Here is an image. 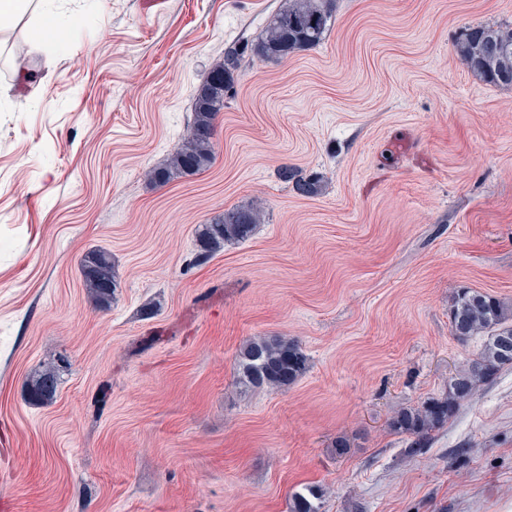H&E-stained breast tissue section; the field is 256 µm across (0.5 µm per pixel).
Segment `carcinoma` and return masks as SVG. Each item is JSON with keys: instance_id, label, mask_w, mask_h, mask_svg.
I'll use <instances>...</instances> for the list:
<instances>
[{"instance_id": "1", "label": "carcinoma", "mask_w": 512, "mask_h": 512, "mask_svg": "<svg viewBox=\"0 0 512 512\" xmlns=\"http://www.w3.org/2000/svg\"><path fill=\"white\" fill-rule=\"evenodd\" d=\"M334 0H285L268 21L261 36L252 42L235 41L224 48L223 62L212 68L194 93L193 119L168 164L147 172L159 184L199 174L214 162V123L224 103L232 98L245 59L282 61L298 52L318 47L326 37ZM455 54L474 77L492 86H512V25H477L465 30L455 44ZM279 178L292 183L304 196L321 192V179L304 177L284 167ZM262 221L261 210L250 203L224 211L196 230L199 258L205 260L227 243L248 239ZM88 297L99 306L109 305L118 288L112 255L95 249L81 260ZM451 332L460 340L486 337L479 352L448 379V392L439 399L399 411L390 421L392 431L414 438L421 446L432 431L443 427L481 384L512 368V307L501 299L472 288L455 293L449 308ZM308 367V359L295 341L273 336L247 342L238 354V384L249 388H283L293 384ZM60 364L52 363L35 373L29 396L35 403L52 400L57 391ZM323 490L308 486L294 492L289 512H322Z\"/></svg>"}]
</instances>
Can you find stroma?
<instances>
[{"label":"stroma","instance_id":"1","mask_svg":"<svg viewBox=\"0 0 512 512\" xmlns=\"http://www.w3.org/2000/svg\"><path fill=\"white\" fill-rule=\"evenodd\" d=\"M285 0H64L60 40L0 59V502L10 512H507L512 368L424 447L391 432L484 343L462 288L512 304V87L472 76L466 27L512 0H335L314 49L246 61L203 173L149 183L193 94ZM322 178L298 195L277 170ZM252 202L247 240L196 257V229ZM110 252L96 307L80 260ZM284 336L285 389L243 390L238 353ZM65 355L52 402L32 376ZM347 449L337 454V440ZM323 496V490L318 486L295 491L289 499V512H321Z\"/></svg>","mask_w":512,"mask_h":512}]
</instances>
